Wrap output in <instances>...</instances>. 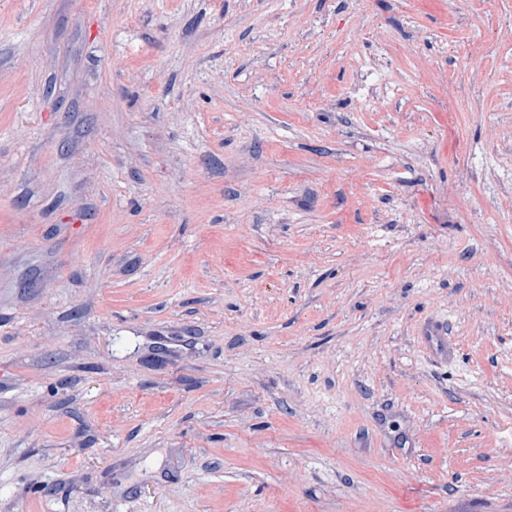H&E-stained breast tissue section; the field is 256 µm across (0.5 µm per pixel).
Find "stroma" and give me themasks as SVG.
Returning <instances> with one entry per match:
<instances>
[{
  "label": "stroma",
  "instance_id": "35a3bbf8",
  "mask_svg": "<svg viewBox=\"0 0 512 512\" xmlns=\"http://www.w3.org/2000/svg\"><path fill=\"white\" fill-rule=\"evenodd\" d=\"M0 512H512V0H0Z\"/></svg>",
  "mask_w": 512,
  "mask_h": 512
}]
</instances>
